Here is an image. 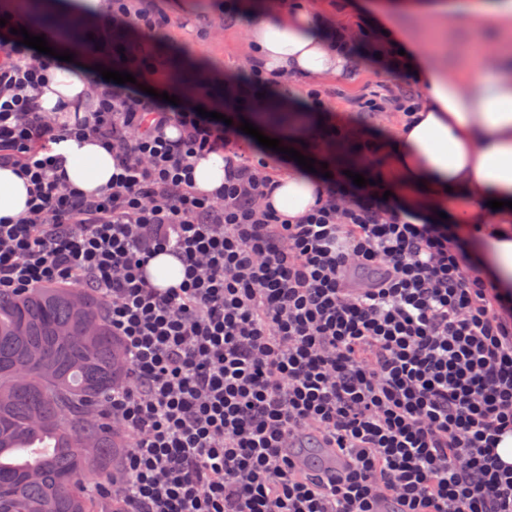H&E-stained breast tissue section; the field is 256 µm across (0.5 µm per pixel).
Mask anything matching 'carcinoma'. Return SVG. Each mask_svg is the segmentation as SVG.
Returning a JSON list of instances; mask_svg holds the SVG:
<instances>
[{"label": "carcinoma", "instance_id": "obj_1", "mask_svg": "<svg viewBox=\"0 0 512 512\" xmlns=\"http://www.w3.org/2000/svg\"><path fill=\"white\" fill-rule=\"evenodd\" d=\"M120 341L90 287L0 294V512H108L122 436L99 414L123 381ZM43 447L31 461L16 448Z\"/></svg>", "mask_w": 512, "mask_h": 512}]
</instances>
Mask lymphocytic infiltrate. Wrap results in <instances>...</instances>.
Returning <instances> with one entry per match:
<instances>
[{"label":"lymphocytic infiltrate","instance_id":"f902f5d3","mask_svg":"<svg viewBox=\"0 0 512 512\" xmlns=\"http://www.w3.org/2000/svg\"><path fill=\"white\" fill-rule=\"evenodd\" d=\"M169 17L112 0L104 37L133 26V82L99 81L96 107L61 123L36 90L55 66L0 44V165L33 187L0 218V293L93 286L127 369L102 411L127 442L112 512H512V290L493 287L456 224H416L379 185L340 172L313 212L271 210L266 159L237 128L141 91ZM179 136L169 140L167 128ZM96 138L117 173L69 187L51 150ZM223 149L224 191L196 194L198 156ZM165 251L183 282L145 267ZM316 430L350 467L324 482L282 450ZM147 270L151 275L153 284L160 288L178 286L184 279L182 263L173 256L164 253L155 254L150 260Z\"/></svg>","mask_w":512,"mask_h":512}]
</instances>
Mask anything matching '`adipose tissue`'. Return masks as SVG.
Returning <instances> with one entry per match:
<instances>
[{
	"mask_svg": "<svg viewBox=\"0 0 512 512\" xmlns=\"http://www.w3.org/2000/svg\"><path fill=\"white\" fill-rule=\"evenodd\" d=\"M404 51L422 86L411 120L383 138V177L400 212L428 222L448 202L458 203L457 218L465 224L473 245L488 254L486 275L496 287L512 288V209L494 210L491 199L512 200V52L483 49L469 59L466 70H444L402 34ZM247 66L272 85L274 92L254 96L251 85L238 88L251 98L249 122L281 147L307 154L330 121L324 108L302 101L299 88L349 73L352 53L337 49L328 37L319 11L303 5L272 18L251 16L246 29ZM107 49L75 55L58 62L40 87L38 100L46 111L89 112L99 68H111ZM291 79L293 87L283 86ZM290 111L288 126H268L267 112ZM63 159L68 183L96 195L110 186L116 172L110 151L93 139L54 145ZM277 190L274 208L288 217L310 211L325 189L321 173L302 169L289 160L288 171L272 177ZM29 187L17 166L0 165V218L22 216Z\"/></svg>",
	"mask_w": 512,
	"mask_h": 512,
	"instance_id": "obj_1",
	"label": "adipose tissue"
}]
</instances>
